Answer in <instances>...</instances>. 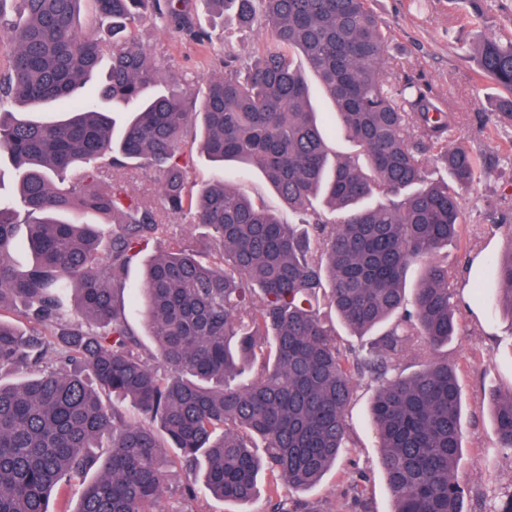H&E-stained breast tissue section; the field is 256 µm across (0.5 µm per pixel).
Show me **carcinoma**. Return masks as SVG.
Segmentation results:
<instances>
[{"mask_svg": "<svg viewBox=\"0 0 512 512\" xmlns=\"http://www.w3.org/2000/svg\"><path fill=\"white\" fill-rule=\"evenodd\" d=\"M82 2L0 0V29L8 5L23 14L0 37V154L19 192L0 196V313L19 304L30 324L0 318V369L34 368L0 383V512H48L50 493L75 481V512H155L175 466L203 474V487H183L188 502L202 489L248 502L262 469L306 490L346 448L347 410L365 379L379 384L372 421L391 512H464L461 391L435 357L456 336L459 301L439 253L460 237L462 193L482 167L451 145L455 120L439 97L386 73L392 32L371 0H204L241 28L263 15L269 40L245 59L228 55L201 96L146 95L162 76L133 35L148 11L165 31L203 38L188 0H92L109 20L98 36L79 27ZM460 3L475 19L488 9ZM297 51L335 105L331 129L359 153L336 154ZM472 53L477 79L505 92L491 121L512 124V39L484 38ZM102 101L130 113L121 130ZM192 129L208 161L259 170L288 218L222 178L190 184L181 145ZM143 168L160 174L152 201L124 179ZM440 168L447 179L432 178ZM374 196L381 202L365 206ZM74 214L99 216L112 233ZM182 217L210 235L170 236ZM19 224L33 254L21 274L11 261ZM152 242L167 246L139 288L148 353L124 296L129 266ZM489 265L512 314V239ZM330 313L355 335L379 334L342 347ZM408 352L421 364L405 375ZM491 402L512 450V391ZM268 512L322 510L272 498Z\"/></svg>", "mask_w": 512, "mask_h": 512, "instance_id": "carcinoma-1", "label": "carcinoma"}]
</instances>
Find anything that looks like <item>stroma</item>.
Segmentation results:
<instances>
[{"mask_svg": "<svg viewBox=\"0 0 512 512\" xmlns=\"http://www.w3.org/2000/svg\"><path fill=\"white\" fill-rule=\"evenodd\" d=\"M493 19L488 24H462L456 0H374L373 8L393 31L390 54L403 75L431 88L448 102L456 121L453 144L463 145L484 163L487 173L464 193L465 228L448 246L453 292L470 298L458 311L456 336L438 349L440 359L457 370L462 388V452L457 475L466 487L465 512H501L512 497V451L501 448L495 433L490 396L512 389V315L495 300L496 285L489 270L492 257L503 253L512 238V125H492L486 113L495 109L497 89L490 81H477L475 62L463 54L461 44L479 38L512 36V0H489ZM192 13L208 41L198 43L160 29L145 18L135 29L137 40L160 67L167 88L203 91L207 80L224 72L226 54L246 56L264 40L262 25L249 29L212 26L203 0H189ZM190 179L208 182L218 177L266 207L281 202L255 171L238 174L218 170L205 156L193 153ZM376 388L359 382L347 411L348 450L320 483L295 493L287 485H274L260 475L256 496L246 503L199 497L185 502L181 490L191 476L176 469L169 473L157 512H266L271 493L315 503L323 512H391L392 498L378 465L380 449L371 422ZM365 477L361 504H353L348 487Z\"/></svg>", "mask_w": 512, "mask_h": 512, "instance_id": "35a3bbf8", "label": "stroma"}]
</instances>
